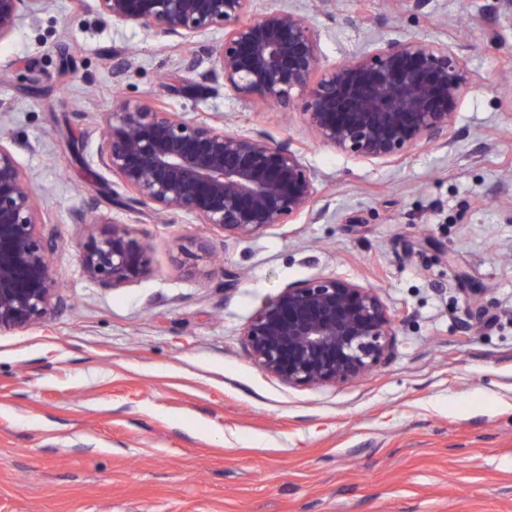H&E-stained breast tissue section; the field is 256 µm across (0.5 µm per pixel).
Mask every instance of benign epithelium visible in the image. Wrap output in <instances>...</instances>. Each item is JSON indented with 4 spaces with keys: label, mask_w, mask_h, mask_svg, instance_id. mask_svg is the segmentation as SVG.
Here are the masks:
<instances>
[{
    "label": "benign epithelium",
    "mask_w": 512,
    "mask_h": 512,
    "mask_svg": "<svg viewBox=\"0 0 512 512\" xmlns=\"http://www.w3.org/2000/svg\"><path fill=\"white\" fill-rule=\"evenodd\" d=\"M43 0H0V42ZM115 23L189 43L224 39L207 52L203 79L245 104L296 112L320 143L358 160L396 164L420 149L448 147L467 92L478 85L461 48L420 38L380 39L326 64L317 23L293 9L253 11V0H95ZM97 162L120 191L112 206L186 214L200 224L205 258L227 239L250 238L314 210L316 172L291 144L239 133L215 117H187L161 101L118 98L101 115ZM11 146L0 139V333L26 329L65 303L53 257L58 243ZM77 244L83 275L103 289L151 273L147 248L128 225L101 217ZM397 323L376 291L340 277L290 285L246 324L248 354L290 386L341 383L389 356Z\"/></svg>",
    "instance_id": "benign-epithelium-1"
}]
</instances>
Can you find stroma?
I'll use <instances>...</instances> for the list:
<instances>
[{"instance_id": "35a3bbf8", "label": "stroma", "mask_w": 512, "mask_h": 512, "mask_svg": "<svg viewBox=\"0 0 512 512\" xmlns=\"http://www.w3.org/2000/svg\"><path fill=\"white\" fill-rule=\"evenodd\" d=\"M288 6L316 21L327 64L381 37L462 43L482 83L455 147L397 166L348 158L299 116L190 92L222 32L179 47L103 20L94 0H46L0 43V137L52 219L66 299L0 333V512H512V92L498 85L512 19L501 0L253 2ZM120 93L301 149L321 217L227 241L206 274L191 216L112 206L93 130ZM89 201L145 244L150 276L116 290L83 276L91 227L72 214ZM319 276L375 289L401 316L393 349L364 377L289 386L253 364L243 328Z\"/></svg>"}]
</instances>
